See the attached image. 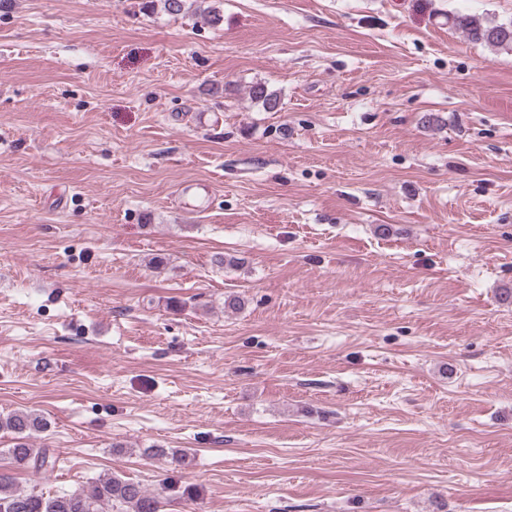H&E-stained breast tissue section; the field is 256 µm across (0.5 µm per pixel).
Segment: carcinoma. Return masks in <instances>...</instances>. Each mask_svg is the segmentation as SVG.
I'll list each match as a JSON object with an SVG mask.
<instances>
[{"label": "carcinoma", "mask_w": 512, "mask_h": 512, "mask_svg": "<svg viewBox=\"0 0 512 512\" xmlns=\"http://www.w3.org/2000/svg\"><path fill=\"white\" fill-rule=\"evenodd\" d=\"M448 24L461 30L469 41L493 48L512 50V23H484L464 15L448 16ZM254 99L269 110L280 101L263 84L251 90ZM46 423L33 411H18L0 417V431L14 435L12 447L6 449L11 463L18 469L39 474L54 466L48 448H36L31 438L44 431ZM159 495L147 491L139 482L117 473L88 483L82 489L63 496L46 497L34 490L17 488L12 480L0 475V512H161Z\"/></svg>", "instance_id": "carcinoma-1"}]
</instances>
